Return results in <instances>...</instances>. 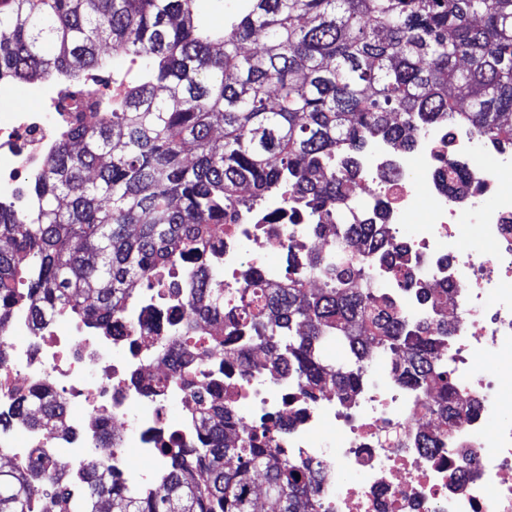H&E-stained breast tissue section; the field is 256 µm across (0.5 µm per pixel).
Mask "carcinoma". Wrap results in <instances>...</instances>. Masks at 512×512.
<instances>
[{
	"label": "carcinoma",
	"mask_w": 512,
	"mask_h": 512,
	"mask_svg": "<svg viewBox=\"0 0 512 512\" xmlns=\"http://www.w3.org/2000/svg\"><path fill=\"white\" fill-rule=\"evenodd\" d=\"M200 2L0 0V82L79 84L114 56L139 63L107 111L87 116L75 102L77 123L34 181L36 212L0 205L10 244L0 250V333L23 297L37 324L66 308L107 325L136 288L193 260V314L215 333L243 322L272 353L288 342L306 394L353 391L368 333L381 352L408 355L403 374L434 394V412L469 414L437 339L404 322L349 251L395 253L384 225L357 220L348 186L372 143L409 149L444 122L512 147V0H233L221 26ZM257 34L262 50L245 53ZM285 209L283 234L305 215L335 237L336 260L315 253L308 269L326 288L301 278L263 288L246 274L239 311L224 316L222 273L202 261L205 248H220L224 225L242 215ZM332 342L343 352L334 362L324 358ZM200 409V440L163 449L164 493L132 491L100 463L77 490L37 455L25 471L0 469V512H34L40 495L49 512H256L259 477L276 512H326L317 468L286 460L264 431H238L221 396ZM64 413L35 389L0 425L23 417L53 428Z\"/></svg>",
	"instance_id": "1"
}]
</instances>
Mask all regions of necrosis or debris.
Masks as SVG:
<instances>
[{"mask_svg": "<svg viewBox=\"0 0 512 512\" xmlns=\"http://www.w3.org/2000/svg\"><path fill=\"white\" fill-rule=\"evenodd\" d=\"M73 119L48 103L38 112L17 107L0 122V202L31 210V184ZM476 148L466 128L445 125L421 132L410 151L375 146L359 197L368 211L384 205L390 229L409 231L398 243L402 273L374 254L367 266L401 318L429 325L450 367L466 374L458 396L472 411L461 422L434 419L431 395L385 357L363 369L348 398L328 389L305 398L294 374L266 369V351L246 326L231 345L212 343L190 313L193 280L179 270L175 287L137 289L110 328L69 311L37 328L28 306L11 308L0 332V412L11 411L20 391L46 386L67 413L55 431L21 420L1 428L0 459L21 467L37 449L75 480L102 460L125 486L159 488L163 447L197 442L196 395L218 390L241 429H270L287 457L322 466L328 512H512V420L502 416L512 407V150L477 171ZM465 224L479 226L489 250L461 248ZM317 240L309 220L290 243L277 223L225 225L224 251L210 258L224 270L225 306L238 300L244 271L287 285L277 255L294 252V269L306 271ZM425 288L447 289V302L424 301ZM188 336L198 342L180 369L174 352ZM236 350L250 367L233 358ZM174 407L180 419H171ZM109 432L115 445L105 443Z\"/></svg>", "mask_w": 512, "mask_h": 512, "instance_id": "1", "label": "necrosis or debris"}]
</instances>
